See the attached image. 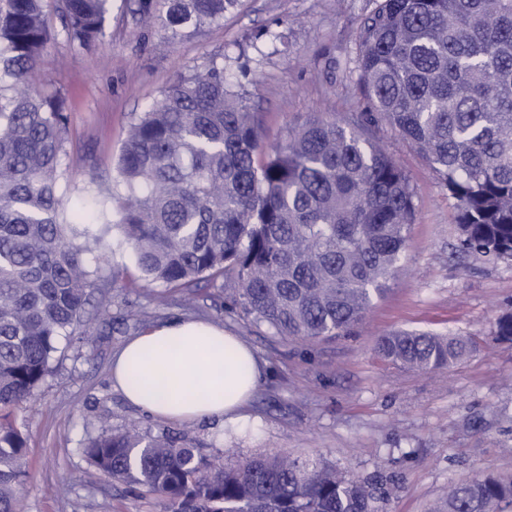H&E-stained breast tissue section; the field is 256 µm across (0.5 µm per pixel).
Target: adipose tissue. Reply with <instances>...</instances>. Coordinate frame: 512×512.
<instances>
[{
    "label": "adipose tissue",
    "instance_id": "adipose-tissue-1",
    "mask_svg": "<svg viewBox=\"0 0 512 512\" xmlns=\"http://www.w3.org/2000/svg\"><path fill=\"white\" fill-rule=\"evenodd\" d=\"M261 367L238 336L205 321L175 319L129 340L112 360V380L129 403L168 422L207 417L245 426Z\"/></svg>",
    "mask_w": 512,
    "mask_h": 512
}]
</instances>
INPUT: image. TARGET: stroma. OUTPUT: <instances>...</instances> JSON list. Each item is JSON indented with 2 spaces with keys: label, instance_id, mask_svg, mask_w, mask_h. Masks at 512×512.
<instances>
[{
  "label": "stroma",
  "instance_id": "35a3bbf8",
  "mask_svg": "<svg viewBox=\"0 0 512 512\" xmlns=\"http://www.w3.org/2000/svg\"><path fill=\"white\" fill-rule=\"evenodd\" d=\"M373 7L374 0H240L223 22L183 38L134 16L129 0H110L105 33L90 48L70 44L51 18L30 90L59 92L68 103L65 206L91 208L88 183L111 188L133 113L218 53L229 75L247 74L266 142L284 140L315 112L346 121L364 111L356 44ZM285 28L283 53L271 35ZM365 135L406 172L415 203L402 269L365 323L349 336H280L242 309H225L217 287L172 292L162 305L130 249L115 248L100 265L120 285L109 317L91 336L61 337L51 373L16 417L27 445L26 512H159L152 496L108 478L80 451L103 428L131 425L184 437L229 466L261 454L310 455L352 477L382 478L384 512H439L449 485L488 471L512 475V342L494 334L512 308V258L461 254L457 202L437 174L389 127ZM173 318L224 326L263 361L242 430L225 431L213 418L168 423L113 387V354ZM396 329L464 334L475 348L446 369H407L376 350L377 338Z\"/></svg>",
  "mask_w": 512,
  "mask_h": 512
}]
</instances>
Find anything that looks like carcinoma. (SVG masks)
Listing matches in <instances>:
<instances>
[{
  "instance_id": "cac0c4a2",
  "label": "carcinoma",
  "mask_w": 512,
  "mask_h": 512,
  "mask_svg": "<svg viewBox=\"0 0 512 512\" xmlns=\"http://www.w3.org/2000/svg\"><path fill=\"white\" fill-rule=\"evenodd\" d=\"M108 0H0V512H25L26 441L16 412L49 374L62 336L87 335L93 294L108 316L114 284L88 255L131 248L144 279L194 292L235 283L241 306L275 334L344 336L396 276L415 213L406 173L363 127L396 130L457 200L460 250L512 257V0H375L358 33L369 111L314 113L267 147L244 86L212 60L134 115L112 191L70 211L66 98L28 86L50 39L91 47ZM238 0H135L174 36L224 20ZM119 233L113 242L112 231ZM463 334L401 330L377 349L406 367L451 366ZM104 475L146 489L160 512H378L385 491L322 460L248 458L233 467L167 437L106 430L81 448ZM512 478L448 491L446 512H503Z\"/></svg>"
}]
</instances>
